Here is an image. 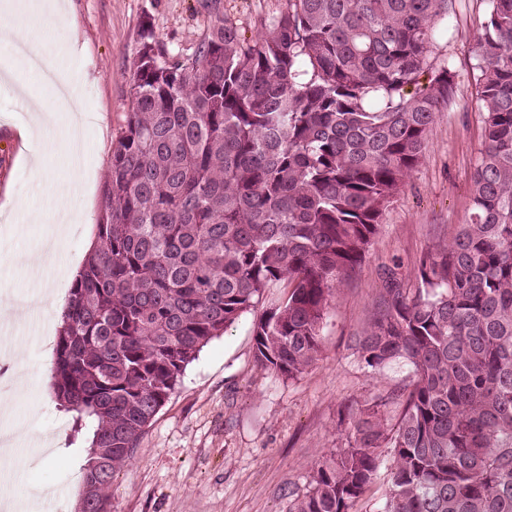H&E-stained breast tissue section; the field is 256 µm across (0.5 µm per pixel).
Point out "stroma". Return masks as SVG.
Instances as JSON below:
<instances>
[{
  "mask_svg": "<svg viewBox=\"0 0 512 512\" xmlns=\"http://www.w3.org/2000/svg\"><path fill=\"white\" fill-rule=\"evenodd\" d=\"M70 13L46 37L21 32L4 51L29 67L44 59L69 69L86 102L85 166L104 182L112 145L125 125L135 51L144 26L170 54L191 53L206 24L202 0H69ZM224 16L245 36L256 35L285 0H223ZM488 0H457L456 16L437 50L458 76L454 102L436 118L422 165L387 209L379 235L353 278L338 288L324 318L321 349L302 374L288 379L260 367L254 355L249 313L213 339L186 368L180 383L140 439L130 464L116 472L112 512H289L296 496L312 488L316 460L347 445L345 428L356 404L407 384L411 365L393 362L373 373L363 367L354 338L377 309L384 268L410 273L423 253L448 240L467 219L470 184L483 146V122L474 88L479 22ZM21 91L0 79V284L5 304L30 294L70 288L86 258L101 213V193L75 198L85 215L55 241L47 211L62 187L65 164L54 132L23 143L26 125ZM41 152L52 178L29 163ZM50 243L43 272L31 276L20 257ZM58 334L49 310L12 326L11 365L24 384L0 394V414L11 416L12 453L0 459V499L12 512H78L87 444L74 433V417L62 411L52 388V353L43 332Z\"/></svg>",
  "mask_w": 512,
  "mask_h": 512,
  "instance_id": "stroma-1",
  "label": "stroma"
}]
</instances>
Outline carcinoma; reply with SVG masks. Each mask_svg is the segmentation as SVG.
Listing matches in <instances>:
<instances>
[{
  "label": "carcinoma",
  "mask_w": 512,
  "mask_h": 512,
  "mask_svg": "<svg viewBox=\"0 0 512 512\" xmlns=\"http://www.w3.org/2000/svg\"><path fill=\"white\" fill-rule=\"evenodd\" d=\"M455 2L286 0L247 38L204 0L192 54L143 36L54 346L56 398L75 431L92 428L82 512H112L114 474L186 366L270 284L289 291L253 324L256 360L290 379L316 360L336 290L456 96L436 53ZM489 3L471 211L356 337L364 367L412 365L400 419L387 429L380 399L352 409L347 448L317 463L290 512H350L378 448L391 449L383 512H512V0Z\"/></svg>",
  "instance_id": "1"
}]
</instances>
